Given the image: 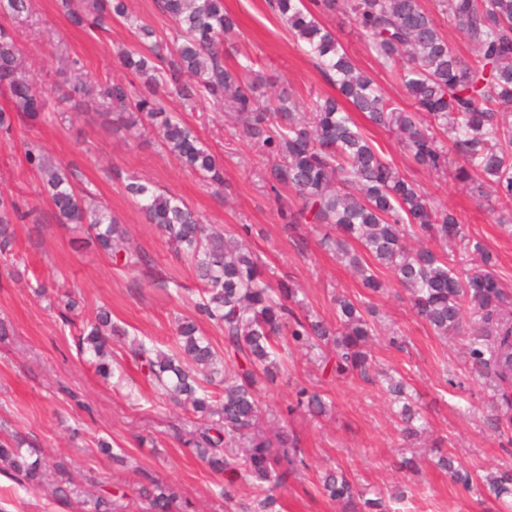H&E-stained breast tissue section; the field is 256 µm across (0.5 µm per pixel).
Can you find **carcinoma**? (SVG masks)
<instances>
[{
	"label": "carcinoma",
	"mask_w": 512,
	"mask_h": 512,
	"mask_svg": "<svg viewBox=\"0 0 512 512\" xmlns=\"http://www.w3.org/2000/svg\"><path fill=\"white\" fill-rule=\"evenodd\" d=\"M89 13L69 10L70 22L104 28L106 20H129L126 0H87ZM274 9L294 38L304 44L338 96L312 102L310 116L298 115L299 105L281 96L276 111L260 101L262 77L243 65L240 74L224 65V41L236 33L235 19L224 11V0H160L172 21V39L156 38L147 24L132 21L137 47L120 52L122 64L142 89L122 83L99 85L85 78L70 84L62 98L80 102L95 97L116 128L140 135L156 129L161 147L181 164L224 187V171L196 132L167 109L166 96L187 101L207 100L244 118V133L268 156L265 180L274 191L293 190L299 205L282 215L292 229L298 224H331L339 236L322 244L358 273L370 293L384 288L366 257L390 270L409 293L415 316L439 336L463 333L466 323L478 328L469 337L470 374L493 382L494 428L512 429V295L495 271V260L478 238L468 235L456 214L429 197L389 163L347 112L353 107L375 126L394 132L413 161L452 177L483 196L489 185L495 196L496 223L512 226V0H438L448 22L475 47V57L462 60L440 32L421 0H349L355 24L368 39L378 60L388 64L408 56L398 74L413 111L387 97L367 73L359 71L335 35L317 14L336 11L339 0H273ZM32 0H0V17L16 23L32 17ZM0 85L9 89L0 106V128L10 132V112L49 120L50 100L32 90L18 64L14 34L0 26ZM451 132L450 146L439 134ZM26 163L41 176L43 190L59 224H87L97 245L115 262L135 269L148 265L147 256L126 246L127 228L112 213L88 201L90 194L73 184L68 169L48 161L39 146L26 144ZM124 192L156 225L171 251L190 261L204 288L194 303L195 316L178 319L174 349L165 351L138 339L127 355L145 370L150 384L177 405L191 408L203 423L186 444L210 468L224 475L221 493L228 506L242 512H280L281 490L288 479L308 468L296 433L263 430L258 384L274 382L288 364V345L321 351L317 360L337 375L356 374L370 380L380 374L367 344L378 333L376 311L345 295L335 298L336 324L299 314L295 290L272 281L256 254L236 235L203 223L182 198L140 180L122 184ZM20 217L14 197L0 194V256L14 254L12 218ZM480 256L481 265L464 268L458 256ZM64 322L77 326L78 302L61 300ZM224 332V354H218L201 333L196 317ZM102 308L95 320L82 325L80 353L103 378L113 374L109 343L125 336ZM222 385V392L207 386ZM388 393L400 404L401 434L417 435L422 419L404 381L389 378ZM305 409L319 416L328 409L319 391H297L293 412ZM437 466L450 480L479 496L512 497V468L482 478L459 465L452 452L439 456ZM0 471L26 490H37L55 479L56 493L68 497L66 467L51 468L34 442L0 426ZM258 490L251 502L236 501L237 480ZM140 493L150 512H178L175 489L149 473L140 474ZM324 496L341 512H396L382 493L368 497L344 472L329 469L322 477Z\"/></svg>",
	"instance_id": "1"
}]
</instances>
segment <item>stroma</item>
<instances>
[{
	"label": "stroma",
	"instance_id": "1",
	"mask_svg": "<svg viewBox=\"0 0 512 512\" xmlns=\"http://www.w3.org/2000/svg\"><path fill=\"white\" fill-rule=\"evenodd\" d=\"M34 9L33 22L13 26L21 68L32 85L54 90L69 76L72 57L80 58L84 73L96 81L134 83L117 58L120 50L137 44L125 21H112L103 33L72 25L61 0H34ZM224 9L238 29L224 63L231 68L251 62L266 81V99L276 100L285 88L307 107L335 94L267 0H224ZM321 20L386 95L406 101L395 78L396 65L379 62L349 14H325ZM98 109L91 99L76 108L59 102L55 110L61 120L31 125L19 117L10 136L0 135V191L12 194L26 214L14 223L15 262L0 260V320L13 329L0 341V422L32 438L47 463L66 462L79 491L122 489L113 512H145L138 498L144 470L177 487L191 512H226L220 494L223 475L184 445L196 416L153 389L127 357L123 342L111 344L118 363L113 377L98 376L77 353L76 329L63 324L56 309L58 298L72 294L84 321L107 308L128 336L166 349L176 337L178 316L190 314L199 296L191 264L170 252L156 226L146 223L113 180L112 171L118 168L181 196L206 223L245 234L262 264L275 275H287L305 307L326 321L336 320L334 299L339 294L377 311L380 334L368 350L384 373L382 380L325 374L315 355L297 350L274 383L260 385L265 412L293 428L307 452V469L281 496L282 512H338L320 488L330 468L388 496L406 486L400 502L405 512H501V503L477 500L437 465L439 452L451 449L481 476L512 466V441L494 431L487 412L492 382L470 374L464 335H436L417 319L407 293L385 268L377 270L384 291L365 293L352 268L321 246L329 226L302 225L297 238L306 245L298 247L279 214L294 204V193L269 190L266 155L245 139L241 124L223 108L206 102L189 106L175 96L168 100L169 111L192 126L222 163L227 188L221 193L166 153L152 133L130 138L103 124ZM353 118L404 178L457 212L466 231L496 257V272L512 292V232L496 224L494 199L475 198L448 174L419 167L394 136L361 113ZM26 142L41 146L53 161L78 174L95 202L126 224L134 245L147 255V266L123 268L79 225L56 223L38 172L23 158ZM395 336L401 346L392 345ZM390 376L405 381L422 409L423 431L414 443L405 442L400 433L397 407L386 392ZM300 385L324 394L326 416L286 414ZM101 439L110 443L111 454L100 453L96 443ZM411 455L421 461L419 472L398 469L401 457ZM0 494L10 498L11 512H80L75 500L26 491L3 474Z\"/></svg>",
	"mask_w": 512,
	"mask_h": 512
}]
</instances>
